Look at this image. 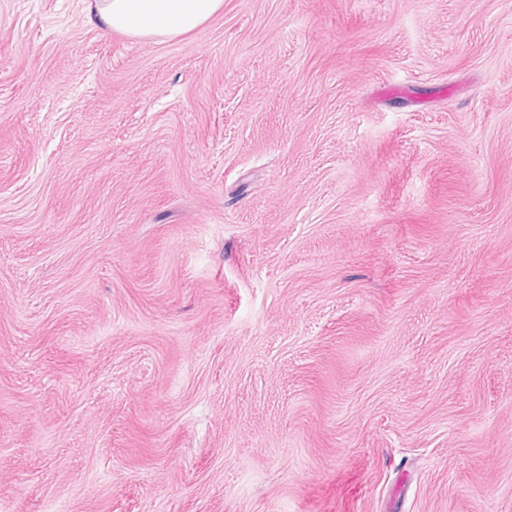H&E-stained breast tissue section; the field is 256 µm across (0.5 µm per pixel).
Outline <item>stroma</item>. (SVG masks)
Here are the masks:
<instances>
[{
  "mask_svg": "<svg viewBox=\"0 0 512 512\" xmlns=\"http://www.w3.org/2000/svg\"><path fill=\"white\" fill-rule=\"evenodd\" d=\"M0 0V512H512V0ZM85 20L135 40L169 43L197 31L224 0H86Z\"/></svg>",
  "mask_w": 512,
  "mask_h": 512,
  "instance_id": "35a3bbf8",
  "label": "stroma"
}]
</instances>
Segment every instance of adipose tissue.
I'll return each mask as SVG.
<instances>
[{"instance_id":"ef3b65f1","label":"adipose tissue","mask_w":512,"mask_h":512,"mask_svg":"<svg viewBox=\"0 0 512 512\" xmlns=\"http://www.w3.org/2000/svg\"><path fill=\"white\" fill-rule=\"evenodd\" d=\"M224 0H88L89 24L135 40L169 43L218 15Z\"/></svg>"}]
</instances>
